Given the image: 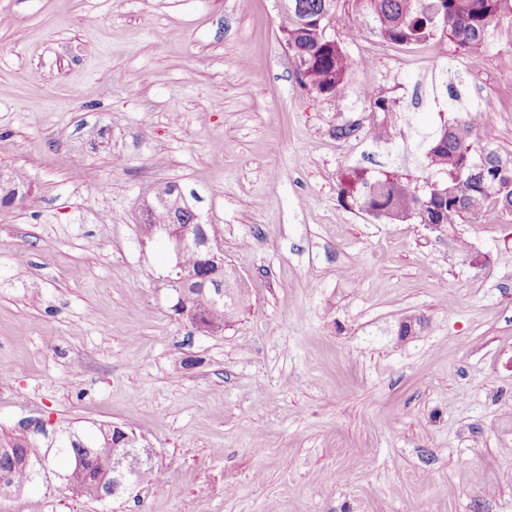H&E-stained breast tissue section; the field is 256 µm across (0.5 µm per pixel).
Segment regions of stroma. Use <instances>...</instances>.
Returning a JSON list of instances; mask_svg holds the SVG:
<instances>
[{"instance_id":"stroma-1","label":"stroma","mask_w":512,"mask_h":512,"mask_svg":"<svg viewBox=\"0 0 512 512\" xmlns=\"http://www.w3.org/2000/svg\"><path fill=\"white\" fill-rule=\"evenodd\" d=\"M279 14L0 0V177L29 187L0 210V437L42 461L0 512H512V225L490 209L447 235L339 195L356 171L423 176L454 94L495 99L512 152V20L476 51L395 45L339 0L347 87L317 95ZM166 182L199 196L246 290L223 332L174 315L167 250L140 237ZM103 425L134 431L151 473L77 496L49 443Z\"/></svg>"}]
</instances>
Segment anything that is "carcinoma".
Returning <instances> with one entry per match:
<instances>
[{
  "label": "carcinoma",
  "mask_w": 512,
  "mask_h": 512,
  "mask_svg": "<svg viewBox=\"0 0 512 512\" xmlns=\"http://www.w3.org/2000/svg\"><path fill=\"white\" fill-rule=\"evenodd\" d=\"M338 0H288L281 10L279 31L288 40L291 56L298 62L303 87L322 95L341 92L350 68L343 47L329 38V25ZM364 18L369 34L398 45H410L441 34L464 51L486 45L491 30L506 15H512V0H351ZM451 118L433 136L425 154L430 178L419 189L414 180L397 174L370 178L354 174L341 189L344 197L388 223L418 224L478 222L489 207L502 223L512 224V155L493 148L482 130V109L456 111L448 104ZM197 309L214 323L230 319L245 300L242 288L231 289L224 304L214 305L191 290ZM26 437L0 440V467L20 461ZM57 457L67 465V484L76 494L92 498V479L101 474V464L122 451V445L107 426L98 438L85 441L80 435L61 440Z\"/></svg>",
  "instance_id": "cac0c4a2"
}]
</instances>
